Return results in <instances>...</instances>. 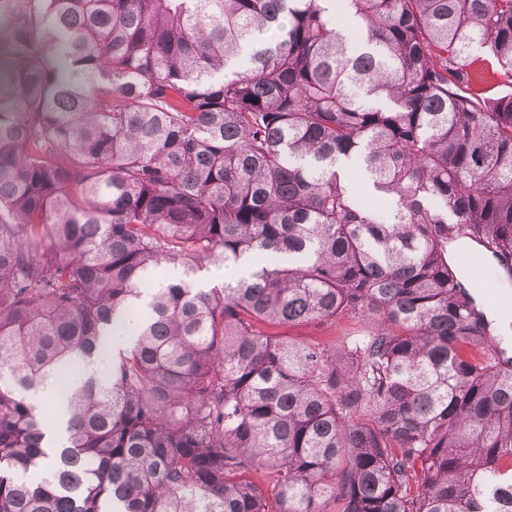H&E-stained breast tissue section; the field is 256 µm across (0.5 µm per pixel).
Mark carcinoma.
Returning a JSON list of instances; mask_svg holds the SVG:
<instances>
[{
  "mask_svg": "<svg viewBox=\"0 0 512 512\" xmlns=\"http://www.w3.org/2000/svg\"><path fill=\"white\" fill-rule=\"evenodd\" d=\"M1 14L0 512H512V0ZM357 324L348 318H339L333 324H309L282 329L280 332L292 339L304 343H319L322 346L336 344V342Z\"/></svg>",
  "mask_w": 512,
  "mask_h": 512,
  "instance_id": "1",
  "label": "carcinoma"
}]
</instances>
